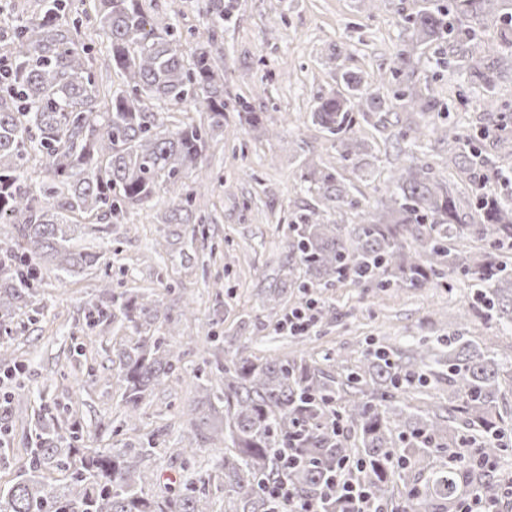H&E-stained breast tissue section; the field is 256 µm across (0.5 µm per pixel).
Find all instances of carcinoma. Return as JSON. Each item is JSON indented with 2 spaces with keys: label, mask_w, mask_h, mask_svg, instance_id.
I'll return each instance as SVG.
<instances>
[{
  "label": "carcinoma",
  "mask_w": 512,
  "mask_h": 512,
  "mask_svg": "<svg viewBox=\"0 0 512 512\" xmlns=\"http://www.w3.org/2000/svg\"><path fill=\"white\" fill-rule=\"evenodd\" d=\"M70 0H39L37 11L18 17L5 51L12 76L0 83V224L12 227L0 241V330L36 296L49 268L94 267L103 254L70 249L73 218L90 224L120 221L131 208L164 191L173 200L167 223L192 225L191 237L207 239V218L196 215L186 173L198 167L213 135L224 131V69L213 53L218 30L231 18L235 0H201L211 20L207 41L189 53L170 27L158 32L142 0H95V20L109 40L106 66L124 82L99 92L95 71L77 26L61 23ZM409 17L415 39L399 53L400 67L433 41L448 44V64L481 85L480 107L502 110L499 74L482 53L488 25L500 32L498 52L512 58V0H419ZM346 92L332 93L310 113V122L334 137L343 160L357 155L356 116L367 119L382 101L356 73L342 75ZM194 106L204 121L168 119V106ZM437 106L430 89L400 97L398 108L421 116ZM239 112L251 128L268 132L246 102ZM457 145L456 164L468 175L476 224H463L448 184L429 176L417 151L423 132L407 126L409 164L376 220L336 224L312 207L289 225L287 273L268 284L266 302L288 289L300 293L339 284L396 293L450 287L462 273L476 287L478 309L512 323V148L490 153L475 134L441 129ZM46 178L33 181L30 163ZM325 203L349 208L356 201L336 171L313 168L303 175ZM119 320L138 336L116 349L125 417L139 419L141 404L177 370L179 354L157 335L172 319L145 294L115 304L110 283L85 313V328ZM448 372L423 371L433 348L425 342L402 350L367 342L366 355L332 376L313 359L281 360L235 353L216 363L219 380L203 384L209 409L224 408V498L229 512H271L264 481L276 471L275 449L291 439L304 458L289 473L296 492L317 501L321 512H351L343 500L322 496L336 463L355 460L345 479L365 490V512H462L477 488L496 494L484 463L506 448L498 411L500 363L490 343L448 337ZM448 386V405L411 406L408 394L425 400L432 383ZM182 435L185 452L204 438L209 416L197 408ZM354 433L348 443L344 431ZM72 470L59 492L22 477L0 489V512H216L205 479L188 478L161 497H147L143 476L120 448L77 455L60 426L38 436L31 468Z\"/></svg>",
  "instance_id": "1"
}]
</instances>
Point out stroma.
<instances>
[{"label":"stroma","mask_w":512,"mask_h":512,"mask_svg":"<svg viewBox=\"0 0 512 512\" xmlns=\"http://www.w3.org/2000/svg\"><path fill=\"white\" fill-rule=\"evenodd\" d=\"M416 0H237L225 21L217 49L224 64V132L211 141L202 159L209 179L197 186L195 206L209 219L207 236L219 242L209 252L189 234H175L166 217L165 194L128 211L122 223L77 224L71 246L103 253L101 267L76 268L45 275L32 306L22 309L8 332L0 333V375H11L14 398L0 408V422L10 431V443L0 454V486H6L30 466L34 432L46 422L68 426L78 421L82 451L124 449L146 475L144 490L160 496L174 483L203 477L216 502L224 492L216 475L221 449L202 443L191 458L173 449L189 425L187 409L200 400L205 379L215 376L214 356L228 350L257 356L292 359L301 352L323 360L335 371V357L358 361L367 340H389L404 348L427 340L436 357L446 360L445 336L466 328L470 339L490 340L503 370L500 409L512 408V327L474 314L462 323L463 305L472 303L474 288L453 275L449 288H429L392 296L375 288L344 284L327 297L337 309L335 322L316 325L305 345L276 331L264 309L265 287L282 265L293 214L318 204L307 192L303 175L310 167L335 169L337 176L359 189L358 210L328 211L329 220L358 223L359 213L382 211L385 191L397 169L408 162L407 145L396 140L398 125L410 114L396 109L402 84L390 79L398 52L411 41L404 18ZM154 22L174 27L185 50L209 36L200 0H144ZM445 45L432 43L415 66L411 87H432L439 111L420 118L423 126L451 123L464 131L496 128L502 115L512 116V64L502 63L497 96L505 113L485 112L476 102L478 84L463 73L440 66ZM351 71L372 79L385 74L378 94L386 122H359L356 136L364 149L342 161L336 146L308 115L319 97L342 90L341 75ZM247 99L267 119L269 135L256 136L237 113L238 98ZM454 149L428 137L421 157L432 176L450 183L459 198L463 223L478 215L469 203V182L451 162ZM112 283L114 298L146 293L160 300L170 316L193 303L196 317L180 322L166 341L180 355L174 375L154 390L142 405L137 425L124 423L122 390L112 368L116 330L106 321L84 328L88 303L98 299L103 280ZM197 336L187 344V335ZM158 433L157 451L139 456L143 437Z\"/></svg>","instance_id":"obj_1"}]
</instances>
